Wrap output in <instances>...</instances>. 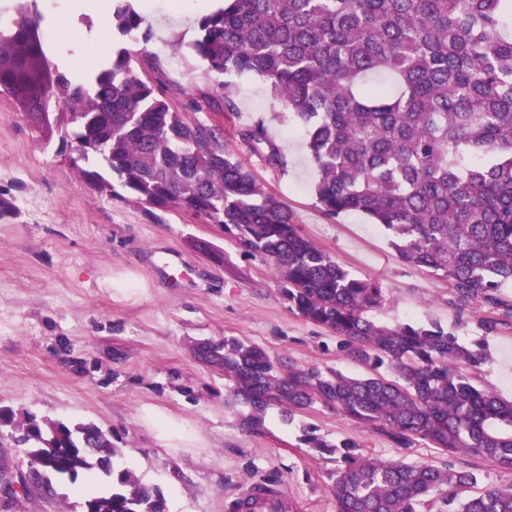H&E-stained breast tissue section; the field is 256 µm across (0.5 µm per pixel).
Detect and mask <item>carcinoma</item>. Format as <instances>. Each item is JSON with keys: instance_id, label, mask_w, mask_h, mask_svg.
Instances as JSON below:
<instances>
[{"instance_id": "obj_1", "label": "carcinoma", "mask_w": 512, "mask_h": 512, "mask_svg": "<svg viewBox=\"0 0 512 512\" xmlns=\"http://www.w3.org/2000/svg\"><path fill=\"white\" fill-rule=\"evenodd\" d=\"M112 27L140 45L122 46L73 80L51 59L42 16L25 4L0 29V88L25 102L55 100L80 158L111 173L82 176L146 204H169L221 224L245 252L268 260L288 307L336 334L361 375L299 369L237 336L210 345L224 369V400L241 426L264 428L271 409L290 422L315 403L359 426L378 425L402 448L416 441L446 452L442 465L377 461L352 441L311 428L304 444L338 455L330 485L336 512H512V485L480 484V457L512 471V400L476 387L469 372L483 349L460 345L437 323L380 324L365 312L383 300L301 234L288 206L226 149L212 118L176 111L159 79L135 69L153 31L132 0H113ZM191 44L215 92L194 110L236 109L227 75L264 78L281 112L305 129L329 218L357 212L394 236L405 264L448 282L459 305L503 308L512 317V0H224L198 21ZM287 166L263 122L239 131ZM28 448L34 488L79 473L112 479L83 490L94 512H166L163 493L129 468L94 424L69 426L27 415L15 426Z\"/></svg>"}]
</instances>
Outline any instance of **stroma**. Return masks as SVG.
Listing matches in <instances>:
<instances>
[{
    "mask_svg": "<svg viewBox=\"0 0 512 512\" xmlns=\"http://www.w3.org/2000/svg\"><path fill=\"white\" fill-rule=\"evenodd\" d=\"M59 39L93 33L100 12L68 0H29ZM152 25L151 51L177 48L178 68L161 80L177 111L211 92L212 82L189 45L197 18L177 0H136ZM236 110L221 115L224 142L257 180L283 200L302 233L354 277L377 281L384 299L377 322H436L459 343L484 344L475 382L512 398V319L489 306L459 310L445 281L403 263L392 235L356 212L331 219L314 193L317 171L301 130L288 129L269 85L259 76H229ZM61 109L38 114L0 91V411L22 418L93 423L112 435L123 463L158 487L167 512H225L250 484L287 489L303 512H336L329 491L335 457L301 440L305 427L328 440H352L370 459L440 462L425 442L399 447L386 433L360 428L317 404L292 422L269 411L263 433L239 424L224 402V373L201 361V345L238 336L301 368L358 374L335 335L291 311L268 261L245 253L217 224L174 205L152 207L100 191L85 180L74 147L64 143ZM264 122L287 167L242 141L240 128ZM180 259L178 278L163 267ZM498 318L496 330L484 327ZM85 476L61 481L56 494L0 496V512H82Z\"/></svg>",
    "mask_w": 512,
    "mask_h": 512,
    "instance_id": "1",
    "label": "stroma"
}]
</instances>
